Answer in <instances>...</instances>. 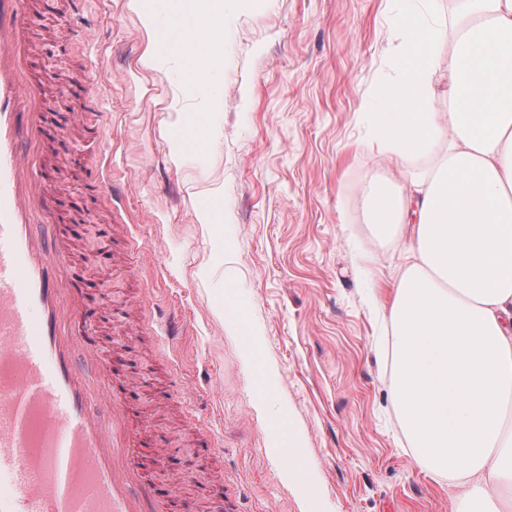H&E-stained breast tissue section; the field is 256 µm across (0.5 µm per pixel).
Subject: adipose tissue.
I'll list each match as a JSON object with an SVG mask.
<instances>
[{"label": "adipose tissue", "mask_w": 512, "mask_h": 512, "mask_svg": "<svg viewBox=\"0 0 512 512\" xmlns=\"http://www.w3.org/2000/svg\"><path fill=\"white\" fill-rule=\"evenodd\" d=\"M230 0H177L159 37L195 75L223 66ZM393 79L360 112L392 157L446 148L408 184L380 182L364 220L404 263L383 307L388 391L414 467L447 479L458 512H512V0H460L455 68L419 0H398Z\"/></svg>", "instance_id": "obj_1"}]
</instances>
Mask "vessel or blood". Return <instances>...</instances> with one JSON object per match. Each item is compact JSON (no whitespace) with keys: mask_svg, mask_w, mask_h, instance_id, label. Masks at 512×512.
Wrapping results in <instances>:
<instances>
[{"mask_svg":"<svg viewBox=\"0 0 512 512\" xmlns=\"http://www.w3.org/2000/svg\"><path fill=\"white\" fill-rule=\"evenodd\" d=\"M23 5L0 0V512H182L151 478L124 383L85 339L81 317L112 311L73 265L40 162L51 122ZM89 193L112 201L107 170Z\"/></svg>","mask_w":512,"mask_h":512,"instance_id":"b4317fda","label":"vessel or blood"}]
</instances>
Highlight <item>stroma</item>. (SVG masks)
Returning <instances> with one entry per match:
<instances>
[{"label": "stroma", "instance_id": "35a3bbf8", "mask_svg": "<svg viewBox=\"0 0 512 512\" xmlns=\"http://www.w3.org/2000/svg\"><path fill=\"white\" fill-rule=\"evenodd\" d=\"M394 7L239 0L211 114L206 86L187 93L178 57L156 52L146 12H168L167 0H25L33 78L58 130L43 165L64 223L82 225L72 261L112 309L90 334L159 455L175 456L153 478L185 512H211L202 481L223 484L236 512H457L456 489L410 464L375 310L399 255L363 216L370 184L404 183L434 161L389 159L359 113L394 75ZM86 73L100 85L94 111L77 89ZM191 111L200 157L179 150ZM97 164L111 168L127 221L81 208ZM171 316L184 330L172 349L156 333ZM204 428L220 445L207 462L193 454ZM292 429L307 492L272 451Z\"/></svg>", "mask_w": 512, "mask_h": 512}]
</instances>
